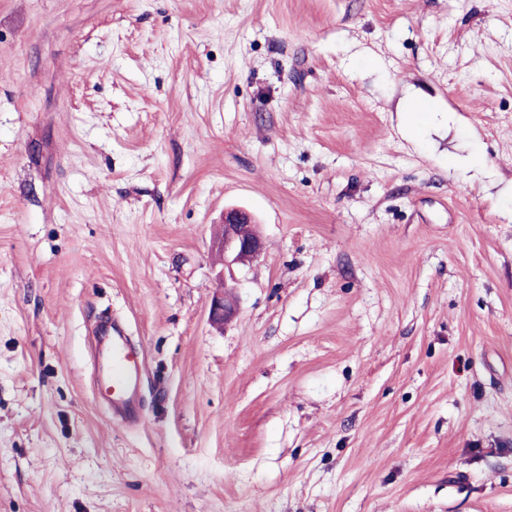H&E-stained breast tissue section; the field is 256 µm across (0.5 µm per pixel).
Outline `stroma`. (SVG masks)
Wrapping results in <instances>:
<instances>
[{"instance_id":"obj_1","label":"stroma","mask_w":512,"mask_h":512,"mask_svg":"<svg viewBox=\"0 0 512 512\" xmlns=\"http://www.w3.org/2000/svg\"><path fill=\"white\" fill-rule=\"evenodd\" d=\"M0 512H512V0H0ZM215 247L224 256V268L230 276L233 265L249 263L262 252V242L250 216L233 208L224 210L222 234L215 241ZM223 288H229L226 280H224V276L221 290L213 298L209 314L211 323L216 326H223L224 323L230 320L234 314V309L224 299L225 297ZM101 335L111 336V341L98 376L99 394L110 404L113 415L133 417L141 372L139 356L118 325L103 327Z\"/></svg>"}]
</instances>
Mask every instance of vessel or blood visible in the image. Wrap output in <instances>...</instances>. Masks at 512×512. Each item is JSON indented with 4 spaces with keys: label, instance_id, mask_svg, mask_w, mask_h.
I'll use <instances>...</instances> for the list:
<instances>
[{
    "label": "vessel or blood",
    "instance_id": "obj_1",
    "mask_svg": "<svg viewBox=\"0 0 512 512\" xmlns=\"http://www.w3.org/2000/svg\"><path fill=\"white\" fill-rule=\"evenodd\" d=\"M101 333L109 337L110 345L98 376L99 394L110 404L113 414L135 416L140 359L119 326L103 327Z\"/></svg>",
    "mask_w": 512,
    "mask_h": 512
}]
</instances>
